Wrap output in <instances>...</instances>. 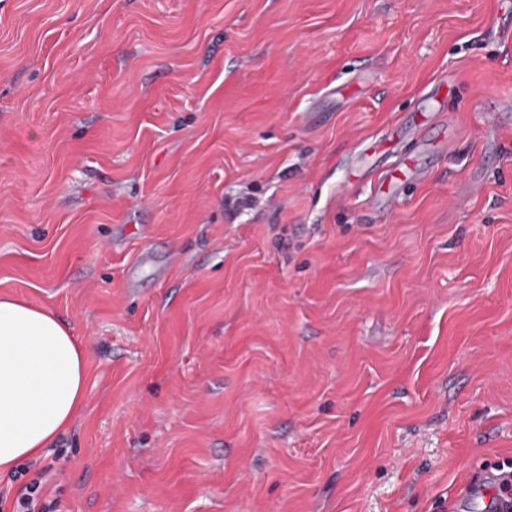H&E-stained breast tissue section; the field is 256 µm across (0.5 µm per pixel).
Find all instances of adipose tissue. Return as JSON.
Wrapping results in <instances>:
<instances>
[{"label": "adipose tissue", "mask_w": 512, "mask_h": 512, "mask_svg": "<svg viewBox=\"0 0 512 512\" xmlns=\"http://www.w3.org/2000/svg\"><path fill=\"white\" fill-rule=\"evenodd\" d=\"M86 354L47 308L0 296V473L39 456L85 406Z\"/></svg>", "instance_id": "ef3b65f1"}]
</instances>
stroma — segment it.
I'll use <instances>...</instances> for the list:
<instances>
[{
  "label": "stroma",
  "mask_w": 512,
  "mask_h": 512,
  "mask_svg": "<svg viewBox=\"0 0 512 512\" xmlns=\"http://www.w3.org/2000/svg\"><path fill=\"white\" fill-rule=\"evenodd\" d=\"M434 94L454 145L378 207ZM508 100L503 0H0V295L88 363L55 512H486Z\"/></svg>",
  "instance_id": "stroma-1"
}]
</instances>
